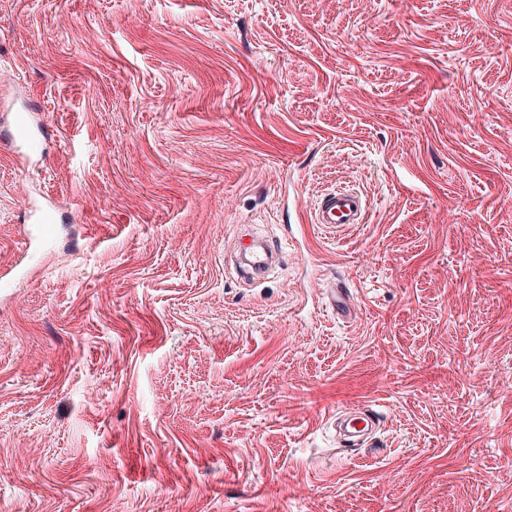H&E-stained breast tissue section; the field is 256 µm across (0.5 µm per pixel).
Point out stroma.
Masks as SVG:
<instances>
[{
	"label": "stroma",
	"mask_w": 512,
	"mask_h": 512,
	"mask_svg": "<svg viewBox=\"0 0 512 512\" xmlns=\"http://www.w3.org/2000/svg\"><path fill=\"white\" fill-rule=\"evenodd\" d=\"M0 512H512V0H0ZM366 204L356 192H332L324 195L312 212V223L338 227L341 224H359ZM365 411H346L344 415L347 416L344 422V429L352 438L362 437L369 430V427L374 423L372 414L367 410Z\"/></svg>",
	"instance_id": "obj_1"
}]
</instances>
